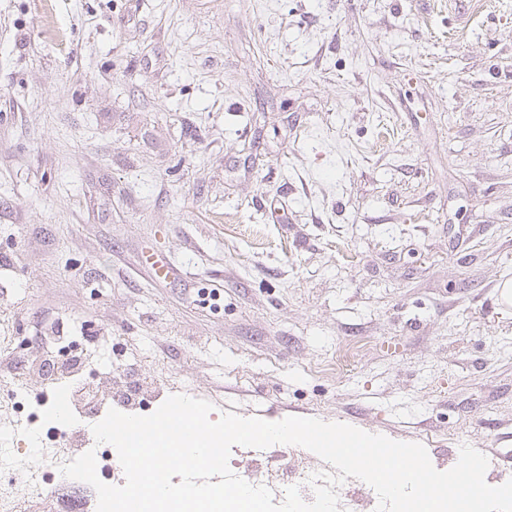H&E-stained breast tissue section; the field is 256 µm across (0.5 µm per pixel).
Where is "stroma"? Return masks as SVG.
<instances>
[{
    "instance_id": "stroma-1",
    "label": "stroma",
    "mask_w": 512,
    "mask_h": 512,
    "mask_svg": "<svg viewBox=\"0 0 512 512\" xmlns=\"http://www.w3.org/2000/svg\"><path fill=\"white\" fill-rule=\"evenodd\" d=\"M510 280L512 0H0V347L498 486Z\"/></svg>"
}]
</instances>
